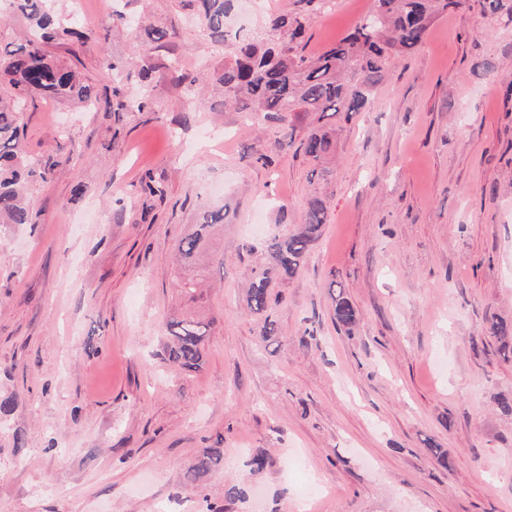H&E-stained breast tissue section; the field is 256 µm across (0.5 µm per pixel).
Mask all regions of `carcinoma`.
Listing matches in <instances>:
<instances>
[{"mask_svg":"<svg viewBox=\"0 0 512 512\" xmlns=\"http://www.w3.org/2000/svg\"><path fill=\"white\" fill-rule=\"evenodd\" d=\"M482 11L512 16V0H480ZM188 9L199 11L203 31L215 41H225L232 0H181ZM13 11L24 17L30 32L24 39L0 46V82L10 88L0 96V220L5 224H30L32 213L26 202L30 187L45 182L59 164L53 156L32 159L22 138L24 109L28 99H76L87 110L95 107L97 96L72 66L59 63L49 51L51 45L74 37L90 44L101 55L103 66L118 77L120 63L110 59L101 46V36H90L74 29L60 28L50 0H10ZM461 6V0H374L368 12L346 36L317 55H308L301 45L307 19L298 13H279L268 21L265 37L240 28L232 36V61L224 65L213 81L224 87V100L240 112H302L315 126L299 141L298 150L313 164L311 176L328 183L332 171L328 160L336 150L335 130L322 124L325 114L363 112L369 105L371 89L384 76L390 63L421 45L431 21ZM330 202L316 192L308 200L305 220L285 237H268L263 248L270 266L252 271L248 288L249 311L263 319L261 336L277 335L272 314L271 288L275 281L296 277L328 217ZM224 224V210L204 208L193 231L178 245L185 273L177 287L188 301L201 298L199 264L214 233ZM336 324L349 327L356 311L351 302L334 298ZM210 324L193 314L173 317L165 323L162 360L186 372L200 367ZM488 333L501 340L500 351L512 355L508 328L493 322ZM224 457L207 451L184 474L195 482L221 467Z\"/></svg>","mask_w":512,"mask_h":512,"instance_id":"obj_1","label":"carcinoma"}]
</instances>
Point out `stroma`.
I'll list each match as a JSON object with an SVG mask.
<instances>
[{"instance_id":"obj_1","label":"stroma","mask_w":512,"mask_h":512,"mask_svg":"<svg viewBox=\"0 0 512 512\" xmlns=\"http://www.w3.org/2000/svg\"><path fill=\"white\" fill-rule=\"evenodd\" d=\"M63 3L67 26L108 34L124 75L59 41L53 54L99 102L26 111L28 153L61 159L31 190L32 223H0V401L12 404L0 512H512V413L499 405L512 357L484 332L492 319L512 327V18L478 0L436 17L370 108L336 121L328 221L302 272L272 288L268 343L247 290L266 234L304 220L308 118L253 122L226 105L211 76L231 50L179 0ZM372 6L239 0L233 22L262 33L270 15L306 14L312 55ZM151 26L170 40L152 42ZM182 74L200 81L196 99ZM116 88L147 106L113 111ZM211 128L227 142L202 140ZM148 173L163 198L143 192ZM204 207L225 209L224 231L190 303L175 254ZM339 293L357 312L347 330L333 319ZM187 311L212 323L189 374L159 357L164 323ZM213 448L223 467L186 482ZM233 483L246 498H226Z\"/></svg>"}]
</instances>
